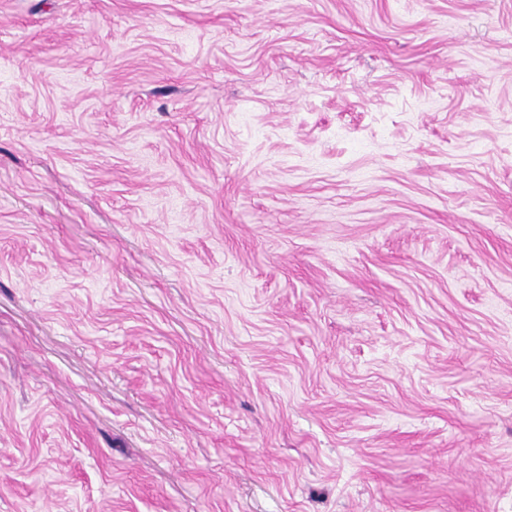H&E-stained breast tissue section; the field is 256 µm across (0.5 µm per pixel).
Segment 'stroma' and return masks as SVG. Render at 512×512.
<instances>
[{
	"instance_id": "obj_1",
	"label": "stroma",
	"mask_w": 512,
	"mask_h": 512,
	"mask_svg": "<svg viewBox=\"0 0 512 512\" xmlns=\"http://www.w3.org/2000/svg\"><path fill=\"white\" fill-rule=\"evenodd\" d=\"M0 512H512V0H0Z\"/></svg>"
}]
</instances>
